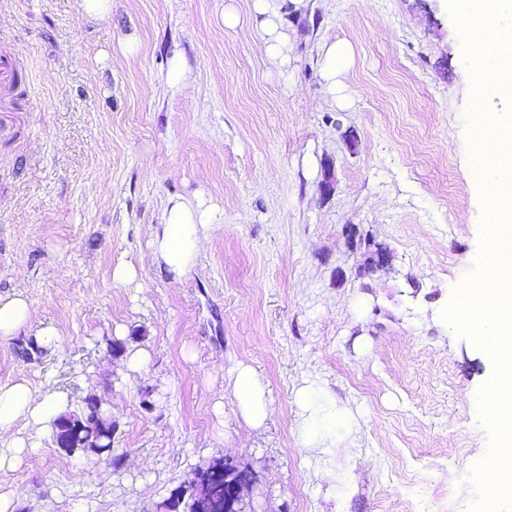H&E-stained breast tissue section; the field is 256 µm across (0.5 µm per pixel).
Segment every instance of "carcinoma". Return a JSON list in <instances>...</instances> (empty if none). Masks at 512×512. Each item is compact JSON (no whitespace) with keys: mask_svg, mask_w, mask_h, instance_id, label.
<instances>
[{"mask_svg":"<svg viewBox=\"0 0 512 512\" xmlns=\"http://www.w3.org/2000/svg\"><path fill=\"white\" fill-rule=\"evenodd\" d=\"M55 442L69 454H94L110 458L118 467L120 456L114 454L117 426L103 407L102 400L89 397L77 411L57 417L53 423ZM164 512H194L192 500L184 491L160 504Z\"/></svg>","mask_w":512,"mask_h":512,"instance_id":"carcinoma-1","label":"carcinoma"}]
</instances>
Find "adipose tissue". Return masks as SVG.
I'll return each instance as SVG.
<instances>
[{
    "instance_id": "ef3b65f1",
    "label": "adipose tissue",
    "mask_w": 512,
    "mask_h": 512,
    "mask_svg": "<svg viewBox=\"0 0 512 512\" xmlns=\"http://www.w3.org/2000/svg\"><path fill=\"white\" fill-rule=\"evenodd\" d=\"M210 224L207 210L179 199L170 201L152 241L151 262L166 267L173 277H182L195 265ZM233 391L246 423L255 429L263 427L270 414L267 390L252 368L237 370ZM296 401L305 414L299 434L303 449H316L322 457L332 458L336 448L334 428L350 426L349 415L327 410L308 388L297 391ZM72 408L71 399L63 392L40 393L23 381L0 385V471L18 468L24 453L39 448L53 420ZM21 420L31 429L25 438L11 433L13 425Z\"/></svg>"
}]
</instances>
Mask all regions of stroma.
I'll list each match as a JSON object with an SVG mask.
<instances>
[{
    "instance_id": "stroma-1",
    "label": "stroma",
    "mask_w": 512,
    "mask_h": 512,
    "mask_svg": "<svg viewBox=\"0 0 512 512\" xmlns=\"http://www.w3.org/2000/svg\"><path fill=\"white\" fill-rule=\"evenodd\" d=\"M238 22L228 27L225 13ZM253 0H0V296L32 329L0 339V385L103 399L120 468L53 436L0 472L14 512H155L198 467L251 471L252 512H471L491 452V354L443 318L492 204L476 184L473 81L449 0H279L287 61ZM351 57L328 88L327 46ZM189 69L167 82L174 51ZM216 222L180 279L147 260L170 200ZM393 267L359 275L364 242ZM54 326L59 347L36 343ZM149 355L129 372L114 343ZM254 369L252 430L232 379ZM353 418L327 465L298 441L295 391ZM454 472L458 483L441 480ZM233 391L240 412L254 429L263 427L270 414L266 385L251 367H241L233 380Z\"/></svg>"
}]
</instances>
